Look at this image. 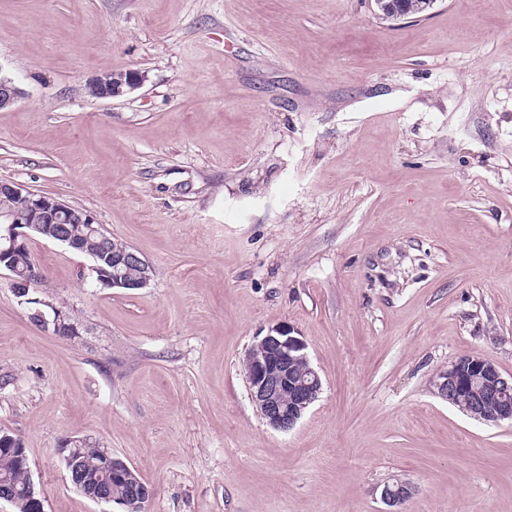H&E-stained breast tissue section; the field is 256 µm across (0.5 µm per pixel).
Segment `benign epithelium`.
<instances>
[{"label": "benign epithelium", "instance_id": "1", "mask_svg": "<svg viewBox=\"0 0 512 512\" xmlns=\"http://www.w3.org/2000/svg\"><path fill=\"white\" fill-rule=\"evenodd\" d=\"M375 2L383 15L397 21L429 11L437 0H422L417 8L407 6L408 0ZM144 80L145 75L139 71H110L96 76L91 89L99 98L112 99L138 88ZM20 95L21 90L12 79L0 76V109L12 106ZM0 198L20 202L17 210L0 211V270L11 273L14 292L29 305L30 318L54 335L76 336L78 324L63 308L29 297L31 285L43 277L37 264L23 262L34 235H44L70 250H82L92 260L94 281L103 288L136 290L150 284L149 263L127 245L116 240L110 251L89 247L91 236L105 238L107 233L87 211L7 179H0ZM72 224L85 227L87 233L75 235L70 229ZM244 371L258 412L277 430L292 429L317 400L323 387L319 372L311 364L306 343L286 324L271 327L249 348ZM434 386L439 397L459 407L472 419L492 425L512 423V374H503L480 354H467L451 362L436 374ZM60 452L70 484L90 500L116 504L121 507L120 512H141L151 498L150 486L109 450L102 453L100 471L92 481L79 467L78 440L64 439ZM111 482H132L135 484L133 493L116 499L99 495L98 487ZM412 493L411 485L404 481L384 485L380 498L387 506L385 512H402L400 506ZM25 496L29 512H45L44 501L34 482L28 483Z\"/></svg>", "mask_w": 512, "mask_h": 512}]
</instances>
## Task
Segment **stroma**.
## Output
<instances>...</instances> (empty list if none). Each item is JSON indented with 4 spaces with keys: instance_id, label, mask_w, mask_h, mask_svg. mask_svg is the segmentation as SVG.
<instances>
[{
    "instance_id": "stroma-1",
    "label": "stroma",
    "mask_w": 512,
    "mask_h": 512,
    "mask_svg": "<svg viewBox=\"0 0 512 512\" xmlns=\"http://www.w3.org/2000/svg\"><path fill=\"white\" fill-rule=\"evenodd\" d=\"M137 70L116 99L89 81ZM0 178L92 214L153 268L103 288L34 238L29 318L0 270V430L45 512H112L66 478L87 439L144 512H512V424L435 395L456 358L512 374V0H0ZM293 327L323 380L268 426L248 348ZM413 0H375L377 7L381 10L382 14L386 17H391L393 20L408 19L416 13H425L433 8L437 0H419L422 1L418 8H408L407 2ZM427 13H425L426 15ZM412 493L411 485L404 481L384 485L380 493L381 501L388 507L384 512H403L399 507L411 497Z\"/></svg>"
}]
</instances>
